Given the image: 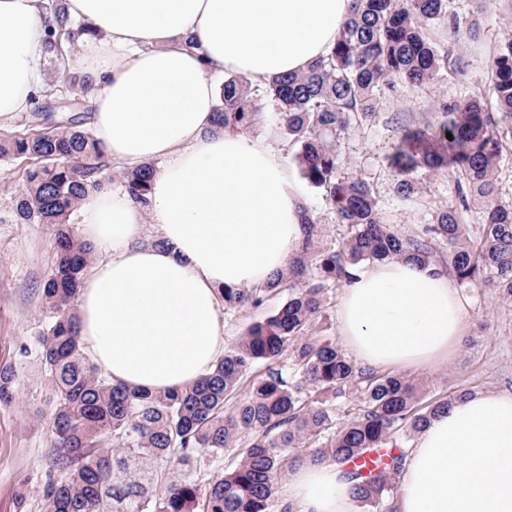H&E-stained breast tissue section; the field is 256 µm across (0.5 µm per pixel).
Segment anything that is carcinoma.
<instances>
[{
  "label": "carcinoma",
  "instance_id": "carcinoma-1",
  "mask_svg": "<svg viewBox=\"0 0 512 512\" xmlns=\"http://www.w3.org/2000/svg\"><path fill=\"white\" fill-rule=\"evenodd\" d=\"M485 9L486 0H475L472 15L461 18L449 13L448 0H354L333 49L304 71L255 83L224 78L210 131L246 132L263 116L256 102H271L276 128L298 147L301 179L349 236L322 246L319 217L305 209L302 247L285 272L262 288H224L227 311L260 309L282 292L286 301L186 388L153 394L114 383L80 342L74 302L92 253L73 219L79 200L114 170L82 116L91 78L64 75L73 93L61 111H78L67 123L0 136L1 159L29 161L11 200L15 217L55 227L57 261L42 286L53 319L37 336L56 396L48 422L55 458L39 491L41 512H294L279 482L306 462L340 467L362 512H397L416 434L468 391L424 403L420 381L359 367L315 329L335 288L365 263L407 257L438 265L469 288L512 296V204L498 203V171L512 137V38L490 58L488 84L461 101L438 100L443 120L408 132L386 155L403 199L418 192L422 172H453L462 207L483 208L476 238L453 208L436 210L422 235H399L382 220L371 185L340 174L344 139L351 126L375 118L376 102L398 85L420 88L450 69L462 72L460 47L479 35ZM53 14L44 35L52 60L87 32L64 9ZM436 25L446 28L448 43L432 39ZM155 171L147 162L117 176L146 205ZM13 382V371L1 369L0 405L14 400ZM181 471L207 475L206 485L176 476Z\"/></svg>",
  "mask_w": 512,
  "mask_h": 512
}]
</instances>
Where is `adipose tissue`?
<instances>
[{
	"label": "adipose tissue",
	"instance_id": "1",
	"mask_svg": "<svg viewBox=\"0 0 512 512\" xmlns=\"http://www.w3.org/2000/svg\"><path fill=\"white\" fill-rule=\"evenodd\" d=\"M352 0H64L91 35L70 59L93 79L89 125L113 162L159 161L148 206L89 191L80 237L100 260L82 277L81 343L113 381L189 386L224 352L220 290L272 281L297 254L306 196L278 154L244 133L211 132L214 74L260 82L333 47ZM46 0H0V124L45 88ZM162 241L146 242L147 227ZM446 273L407 259L353 272L341 339L365 368H433L464 334ZM297 512H357L336 464L294 469ZM397 512H512V393H476L430 419L408 450Z\"/></svg>",
	"mask_w": 512,
	"mask_h": 512
}]
</instances>
